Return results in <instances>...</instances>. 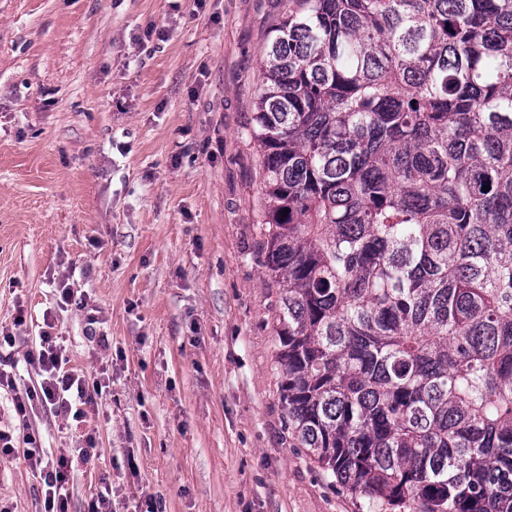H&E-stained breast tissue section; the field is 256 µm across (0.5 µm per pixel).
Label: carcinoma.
<instances>
[{"label":"carcinoma","instance_id":"1","mask_svg":"<svg viewBox=\"0 0 512 512\" xmlns=\"http://www.w3.org/2000/svg\"><path fill=\"white\" fill-rule=\"evenodd\" d=\"M250 138L288 436L361 512H512V0H289Z\"/></svg>","mask_w":512,"mask_h":512}]
</instances>
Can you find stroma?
I'll return each instance as SVG.
<instances>
[{"mask_svg": "<svg viewBox=\"0 0 512 512\" xmlns=\"http://www.w3.org/2000/svg\"><path fill=\"white\" fill-rule=\"evenodd\" d=\"M288 0H0V347L22 387L51 314L73 367L101 381L78 427L37 407L73 456L68 512H358L278 399L276 291L263 278L261 64ZM68 282L98 309L61 304ZM24 314V325L14 323ZM93 433L88 459L74 457ZM0 512H45L21 453Z\"/></svg>", "mask_w": 512, "mask_h": 512, "instance_id": "1", "label": "stroma"}]
</instances>
